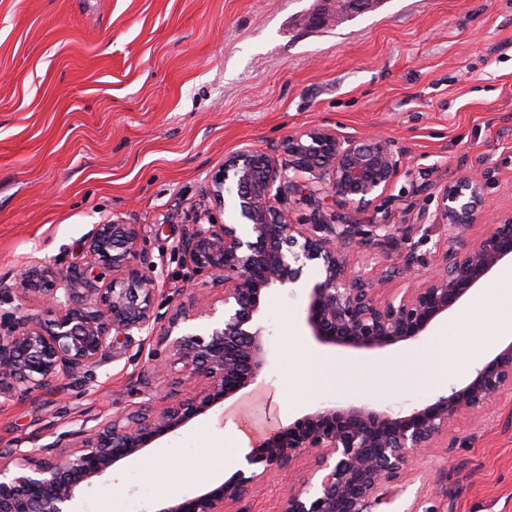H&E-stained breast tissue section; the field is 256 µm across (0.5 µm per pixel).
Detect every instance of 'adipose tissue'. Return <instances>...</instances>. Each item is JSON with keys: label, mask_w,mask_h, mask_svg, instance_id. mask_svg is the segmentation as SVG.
Returning <instances> with one entry per match:
<instances>
[{"label": "adipose tissue", "mask_w": 512, "mask_h": 512, "mask_svg": "<svg viewBox=\"0 0 512 512\" xmlns=\"http://www.w3.org/2000/svg\"><path fill=\"white\" fill-rule=\"evenodd\" d=\"M483 312L494 314L503 330L512 331V267L502 269L492 284L478 291L433 337L429 350L440 368H447L448 357L456 346L467 343L476 335L480 325L479 315ZM297 366L307 375L310 383L331 379L347 389L387 382L393 367L390 362H383L364 377L352 372L347 363L315 354L298 358ZM266 435L263 425L254 421L244 407L238 406L228 411L224 416L223 445L215 451L219 462L205 473V480H215L227 469L240 466L250 448L258 446Z\"/></svg>", "instance_id": "1"}]
</instances>
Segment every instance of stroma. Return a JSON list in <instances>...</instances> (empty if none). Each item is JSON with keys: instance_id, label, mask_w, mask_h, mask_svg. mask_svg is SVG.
Instances as JSON below:
<instances>
[{"instance_id": "35a3bbf8", "label": "stroma", "mask_w": 512, "mask_h": 512, "mask_svg": "<svg viewBox=\"0 0 512 512\" xmlns=\"http://www.w3.org/2000/svg\"><path fill=\"white\" fill-rule=\"evenodd\" d=\"M334 0H0V276L39 263L86 272L99 224H135L167 308L189 274L175 246L196 215L224 211L206 189L246 145L279 153L313 126L341 137L383 135L399 163L360 224H410L406 241L427 276L454 229L439 218L444 188L492 177L488 215L512 210V0H382L336 19ZM299 285L268 293L267 364L257 382L84 488L83 512H150L151 468L175 460L183 496L214 462L226 406L294 386L269 414L288 425L322 405L409 407L463 379L458 363L491 354L493 324L456 348L447 373L396 372L385 388H302L289 346L369 372L429 338L380 350L317 344ZM167 345L116 346L94 380H59L0 402V443L32 450L143 403L160 404L174 375ZM454 444L410 459L385 512H512V397L480 423L458 422ZM308 466L273 474L243 506L276 512Z\"/></svg>"}]
</instances>
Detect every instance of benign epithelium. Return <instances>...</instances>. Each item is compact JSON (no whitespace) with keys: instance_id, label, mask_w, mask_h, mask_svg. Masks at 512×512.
<instances>
[{"instance_id":"1","label":"benign epithelium","mask_w":512,"mask_h":512,"mask_svg":"<svg viewBox=\"0 0 512 512\" xmlns=\"http://www.w3.org/2000/svg\"><path fill=\"white\" fill-rule=\"evenodd\" d=\"M323 171L330 194L358 213L381 200L398 161L381 138L349 140L327 127L286 137L281 156L246 146L224 158L210 191L219 205L234 200L240 223L196 216L177 245L191 278L205 291L170 312L156 305L154 265L144 255L136 224H99L88 239L92 272L76 277L31 265L0 277V298L19 306L0 315V398L22 401L63 378L91 381L117 344L144 342L147 333L168 344L199 386L191 396L171 390L163 405L114 415L95 427L65 431L24 452L0 444V512H80L84 488L123 460L256 383L267 363L262 302L269 290L297 282L303 268L319 267L307 289L305 324L322 345L382 349L425 335L503 261L512 260V213L494 220L470 244L451 241L428 276L410 252L371 276L349 269L346 253L359 244L361 225L314 214L291 223L285 192ZM487 179L468 176L442 192V221L458 229L487 217ZM112 278H106L107 274ZM408 282L382 298L383 284ZM37 302L49 318L24 310ZM512 393V340L459 385L402 414L368 404L315 409L272 430L221 485L192 497L159 499L153 512H226L251 497L273 472L301 457L311 466L301 486L285 494L278 512H377L409 460L437 448L460 418L478 423L491 399Z\"/></svg>"}]
</instances>
